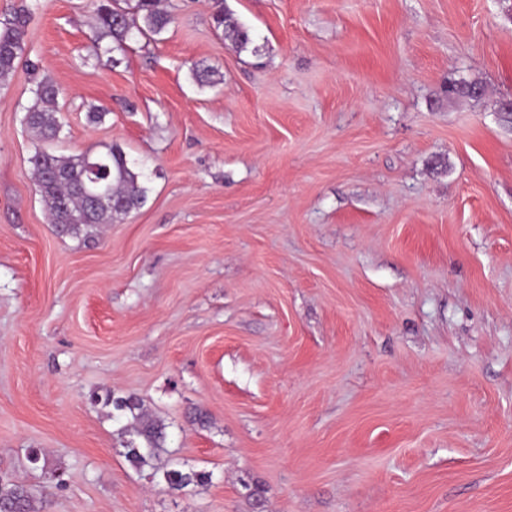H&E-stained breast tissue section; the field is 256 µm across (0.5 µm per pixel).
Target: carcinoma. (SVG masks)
<instances>
[{"mask_svg":"<svg viewBox=\"0 0 512 512\" xmlns=\"http://www.w3.org/2000/svg\"><path fill=\"white\" fill-rule=\"evenodd\" d=\"M30 9L20 6L11 16L0 21V79L10 75L16 63L26 52V27ZM217 28H223L225 39L240 52H259L254 45L250 27L232 17V14L216 13L212 17ZM172 22L171 14L160 8V0H112V4L99 3L94 10L92 47L101 48V42L112 39L119 47L135 37L159 36ZM484 94L481 83L459 82L448 86L452 99H478ZM24 123L32 139L38 143L57 137L60 123L57 117L58 89L53 81L42 78L33 90V100L24 108ZM34 180L45 204L51 223L62 224L72 234H79L81 228L112 224L140 208L146 201L147 187L142 182L143 170L135 169L126 153L118 145L98 155L90 153L56 154L39 146L30 158ZM101 164L105 183L111 195V202L94 204L82 190L89 180V166ZM104 405L112 407L117 416L128 423L120 431L125 457L138 471L145 468L153 474H162L167 487L183 490L191 485L202 486L210 475L193 470L184 471L177 464L169 462L159 465L161 455L167 453L165 425L150 418L143 409V401L135 395L106 396ZM0 512H37L35 499L22 485L0 481Z\"/></svg>","mask_w":512,"mask_h":512,"instance_id":"1","label":"carcinoma"}]
</instances>
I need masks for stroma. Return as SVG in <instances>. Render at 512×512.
<instances>
[{
    "instance_id": "1",
    "label": "stroma",
    "mask_w": 512,
    "mask_h": 512,
    "mask_svg": "<svg viewBox=\"0 0 512 512\" xmlns=\"http://www.w3.org/2000/svg\"><path fill=\"white\" fill-rule=\"evenodd\" d=\"M23 1L0 478L41 512H512V0H167L161 36L97 51L92 0L0 19ZM220 5L259 54L213 27ZM44 76L56 152L145 164L124 219L51 224L22 125ZM451 81L486 92L451 102ZM108 390L210 482L133 468L90 398Z\"/></svg>"
}]
</instances>
